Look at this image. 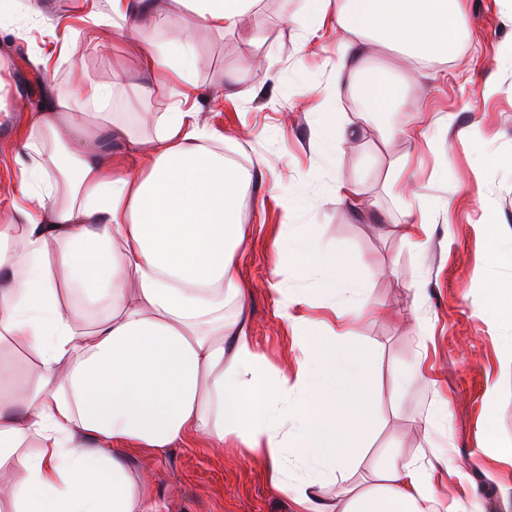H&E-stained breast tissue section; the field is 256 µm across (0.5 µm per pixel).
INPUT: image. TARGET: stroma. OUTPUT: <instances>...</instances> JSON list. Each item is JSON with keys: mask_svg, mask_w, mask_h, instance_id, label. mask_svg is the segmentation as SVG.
Instances as JSON below:
<instances>
[{"mask_svg": "<svg viewBox=\"0 0 512 512\" xmlns=\"http://www.w3.org/2000/svg\"><path fill=\"white\" fill-rule=\"evenodd\" d=\"M79 8L80 0H50L44 17L20 20L0 39V54L14 60L13 82L26 107L34 108L46 87L64 90L77 78L99 83L113 77V111L134 133L153 135L171 92L158 88L142 97L149 78L119 30L78 25L75 56L47 72L34 65L50 43L51 24ZM303 9L304 0H259L255 16L245 21L253 38L248 47L237 31H210L176 2L161 26L140 35L157 42L192 31L201 58L194 79L205 93L201 118L223 135L225 156L250 174L240 214L246 243L237 258L239 275L251 287L248 334L271 367L292 364L291 331L268 286L283 225H310L311 248L335 252L340 271L368 283L374 306L347 322L348 348L376 361L370 383L377 401L365 422L369 450L359 476L393 459L416 458L433 470L444 501L468 503L477 512H512V464L488 446L492 438L512 442V366L502 354L512 319L494 316L488 297L492 284L512 280V250L491 247L492 238L512 239V169L494 163L512 157V9L504 0H470L461 63L448 65L441 80L418 77L388 118L391 126L415 122L414 107L422 100L446 114L447 129H427L430 153L401 137H382L378 118L362 116L345 88L336 107L347 135L321 142L320 91L331 81L343 34L326 32L316 49L301 53L296 18ZM89 43L100 44V51H86ZM266 56L275 61L267 76L255 68ZM219 75L234 98H207ZM490 84L499 94L485 96ZM408 157L422 198L403 203L388 185ZM438 161L447 174L435 178ZM338 176L356 185L362 208L331 196ZM422 200L436 207L429 237L417 247L401 241L395 226L404 208ZM422 323L430 330L424 340L416 333ZM429 415L438 418L430 434L412 427V420ZM129 460L165 512H293L290 499L266 481L261 459L237 448L217 452L189 443L133 452ZM459 468L465 478L456 477Z\"/></svg>", "mask_w": 512, "mask_h": 512, "instance_id": "obj_1", "label": "stroma"}]
</instances>
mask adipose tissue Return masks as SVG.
Here are the masks:
<instances>
[{
    "label": "adipose tissue",
    "instance_id": "1",
    "mask_svg": "<svg viewBox=\"0 0 512 512\" xmlns=\"http://www.w3.org/2000/svg\"><path fill=\"white\" fill-rule=\"evenodd\" d=\"M170 0H88L85 20L143 32ZM211 30L237 29L257 0H178ZM469 0H306L302 45L348 34L332 77L370 116L396 111L425 63L453 62ZM382 46L400 74L379 65ZM195 41L145 44L141 65L173 100L143 140L113 120V85L48 87L15 128L21 175L0 196V342L30 352V371H0V488L9 512H162L128 463L189 441L261 458L294 512H465L442 505L415 461L390 463L346 500L324 488L358 467L372 361L345 345V315L370 308L364 282L340 273L289 228L280 268L313 280L333 314L327 335L294 316L300 290L271 282L295 335L294 365L271 371L244 319L236 257L248 173L210 149L215 133L184 109L197 87ZM126 143L112 154L102 138ZM37 451H27L29 439Z\"/></svg>",
    "mask_w": 512,
    "mask_h": 512
}]
</instances>
